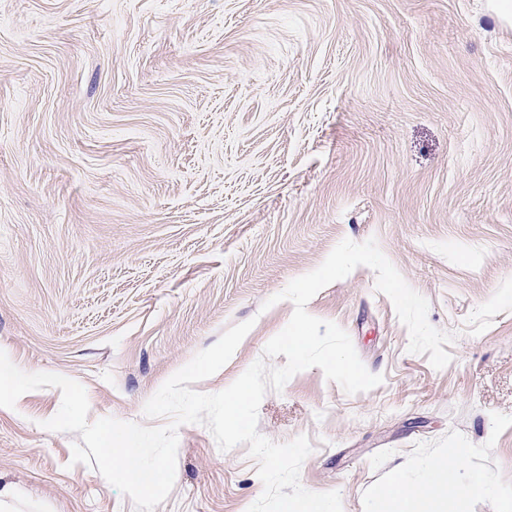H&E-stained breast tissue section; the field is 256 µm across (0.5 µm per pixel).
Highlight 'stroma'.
<instances>
[{
    "mask_svg": "<svg viewBox=\"0 0 512 512\" xmlns=\"http://www.w3.org/2000/svg\"><path fill=\"white\" fill-rule=\"evenodd\" d=\"M376 239L455 334L434 369L366 266L308 312L383 383L320 368L268 391L258 432L307 436L301 485L343 512L447 457L512 512V0H0V350L86 390L89 421L151 426L145 402L229 327L222 371L264 358L294 305L275 294L342 240ZM61 391L0 407V512H137L43 428ZM247 445L178 430L154 512H247Z\"/></svg>",
    "mask_w": 512,
    "mask_h": 512,
    "instance_id": "obj_1",
    "label": "stroma"
}]
</instances>
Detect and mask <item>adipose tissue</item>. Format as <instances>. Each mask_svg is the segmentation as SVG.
<instances>
[{
	"label": "adipose tissue",
	"mask_w": 512,
	"mask_h": 512,
	"mask_svg": "<svg viewBox=\"0 0 512 512\" xmlns=\"http://www.w3.org/2000/svg\"><path fill=\"white\" fill-rule=\"evenodd\" d=\"M444 472L443 460H434L429 466V477L422 484L410 486L397 482L380 490L379 495L390 500L394 512H409L410 505L415 500L444 504L462 496H479L489 489L490 480L483 472H470L466 482L460 485L446 478Z\"/></svg>",
	"instance_id": "ef3b65f1"
}]
</instances>
